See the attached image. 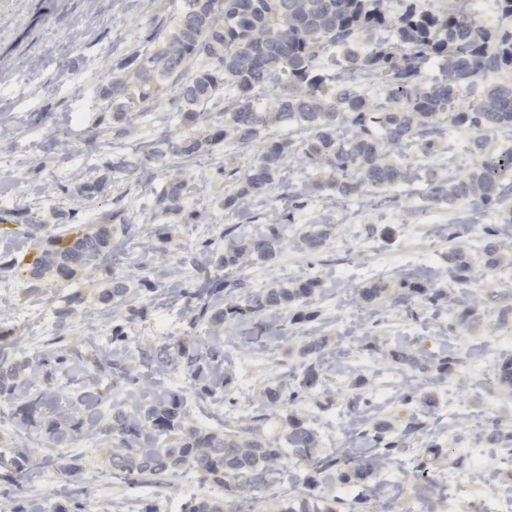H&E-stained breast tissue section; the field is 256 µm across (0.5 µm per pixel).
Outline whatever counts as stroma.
I'll use <instances>...</instances> for the list:
<instances>
[{
	"label": "stroma",
	"instance_id": "1",
	"mask_svg": "<svg viewBox=\"0 0 512 512\" xmlns=\"http://www.w3.org/2000/svg\"><path fill=\"white\" fill-rule=\"evenodd\" d=\"M184 0H0V208L34 216L53 231L57 211H73L74 223L98 224L112 214V244L121 262L107 261L98 269L79 270L66 281L35 278L30 265L34 242L0 238V255L23 253L19 268L0 271V341L17 362L38 368L43 387L64 395L67 404L48 402L25 419L18 403L0 394V453L27 448L48 461L52 481H28L26 473L0 482V512L30 505L43 512L63 504L69 512H140L154 504L158 512H186L193 499L223 498L222 486L187 467L173 471L160 488L131 481L112 470L106 436L79 432L63 447L48 436L53 421L70 426L75 408L88 385H96L103 400L95 419L106 424L116 410H136L167 391L180 394L192 426L214 433L259 425L269 438H282L283 418L262 395L269 385L285 392L298 389L311 360L303 349L311 338L325 341L318 369L324 387L309 392L291 408L320 434L321 452L343 450L356 456L363 446L356 420L369 414L400 429L421 413L424 430L406 441L396 461L386 463L376 477L382 494L367 500V512H494L498 502L512 499V463L501 461V445L491 441V426L512 428V399L496 378V354L501 340H512V253L481 272L475 282L450 287L451 301L433 306L407 293L406 283L433 281L448 253L462 246L474 259L484 255L482 229L494 223L488 208L460 204L436 205L439 221L413 223L411 212L430 204L425 182L398 185L380 195L362 191L340 202L311 199L289 213L288 190L304 186L312 170L290 160L279 174L269 198L250 211L225 208V196L242 187L239 174L261 154V140L241 146L229 139L198 153L192 160L161 157L147 175L111 176L109 187L93 200L74 201V185L108 174L106 165L132 155L147 143L163 149L168 135L182 131L179 104L173 94L154 100L149 111L135 109L120 137L112 135V115L105 111L100 88L120 74L134 53H152L159 45L148 35L157 26L174 29ZM473 131L446 126L438 152L405 147L399 165L436 174H465L475 158L470 152ZM239 171L230 177L225 163ZM187 185L182 206L185 219L164 214L153 199L171 181ZM291 214L282 234L284 247L274 265L246 264L225 269L206 261L210 278L243 280L250 291L270 283L287 284L320 279L324 294L309 306L310 320L288 325L286 334L249 336L243 326L224 335V391L207 396L178 365L156 368L151 362L163 346H192L208 341L215 326L197 321L181 297L197 279L190 258L203 244L221 248L227 225L241 231L259 230L258 215L271 211ZM141 224L142 234L125 238L121 223ZM166 226V237L152 234ZM329 225L327 251L299 247L305 225ZM457 232L449 240V232ZM433 250V264L400 265L398 253L414 255ZM128 287L127 304L113 307L99 299L113 279ZM381 286L379 298L363 302L360 289ZM82 301L66 306L71 294ZM127 333L128 380L113 383L97 362L109 345L113 324ZM374 343L368 353L365 343ZM420 349L429 361L425 373L398 368L387 358L397 345ZM456 364L440 365L448 354ZM417 387L429 393L434 406L422 413L419 402L401 395ZM434 464L437 485L432 509H424L413 492L410 472L420 457ZM73 461L78 472L62 470ZM280 482L267 491L242 490L239 499L250 512H276L282 494L303 500L314 473L305 462L283 455ZM68 493L55 497L58 485Z\"/></svg>",
	"mask_w": 512,
	"mask_h": 512
}]
</instances>
